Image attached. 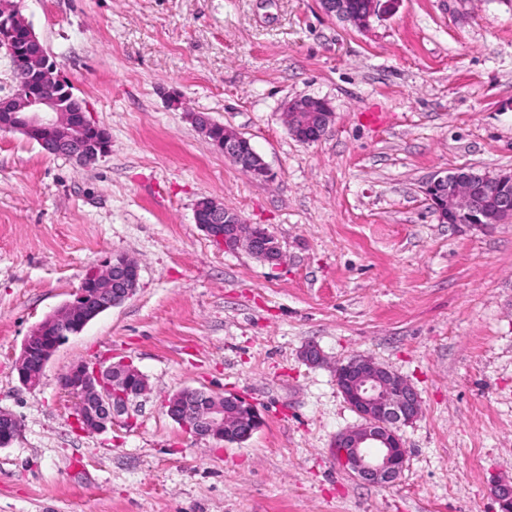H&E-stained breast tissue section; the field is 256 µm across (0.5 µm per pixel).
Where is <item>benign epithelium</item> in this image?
<instances>
[{"mask_svg": "<svg viewBox=\"0 0 512 512\" xmlns=\"http://www.w3.org/2000/svg\"><path fill=\"white\" fill-rule=\"evenodd\" d=\"M381 0H370L367 12L350 13L346 0H320L325 14L362 26L379 11ZM0 46L7 49L12 70L25 76L12 94L0 100V129L16 130L39 143L53 155L80 163L106 154L110 139L99 134L100 126L87 117V110L72 87L55 73L49 55L32 25L20 14L0 12ZM55 90L51 95L48 90ZM290 134L302 143L320 141L329 129L334 113L324 99L301 97L286 108ZM195 123L213 145L238 168L266 180L269 169L254 156L242 154L245 137L197 113ZM512 174H491L469 168L438 172L427 181L425 195L434 201L433 210L446 223L448 214L457 222L481 226L487 217L477 205L479 189L506 188ZM194 221L228 250L243 247L269 262L283 260L279 243L267 229L246 224L235 211L211 198L200 200ZM140 279L138 263L124 255L107 257L92 266L82 280L73 302L45 319L26 337L16 362L18 380L33 389L58 348L70 336L81 332L106 310L121 304L136 291ZM61 383L77 408V422L87 432L104 431L147 392L145 376L131 363L119 361L107 366L78 363L67 371ZM336 386L361 423L338 435L333 444L337 461L358 480L380 486L399 478L406 459L401 427L421 413L415 388L402 376L364 355H355L336 366ZM166 413L197 439H215L240 444L261 427L259 410L250 400L234 394L224 403L212 393L187 388L168 400ZM17 416L0 410V447L13 443L20 431ZM501 512H512V482L498 480L492 486Z\"/></svg>", "mask_w": 512, "mask_h": 512, "instance_id": "benign-epithelium-1", "label": "benign epithelium"}]
</instances>
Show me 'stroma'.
Instances as JSON below:
<instances>
[{"label": "stroma", "instance_id": "obj_1", "mask_svg": "<svg viewBox=\"0 0 512 512\" xmlns=\"http://www.w3.org/2000/svg\"><path fill=\"white\" fill-rule=\"evenodd\" d=\"M58 73L107 129L88 165L0 130V512H500L512 480V223H441L435 173L512 171V0H394L359 27L319 0H23ZM326 99L319 142L292 99ZM250 139L242 172L191 120ZM223 200L284 259L224 250L194 221ZM123 254L135 294L70 336L39 386L15 363L87 269ZM317 343L327 361L301 357ZM406 378L422 414L376 486L337 462L358 423L336 363ZM128 360L149 393L90 433L61 391L73 364ZM186 388L234 393L263 424L198 440L166 413ZM325 99L317 97H301L290 101L286 108V123L290 134L302 143L320 141L329 129L334 113L327 103L321 107ZM327 102V101H326Z\"/></svg>", "mask_w": 512, "mask_h": 512}]
</instances>
